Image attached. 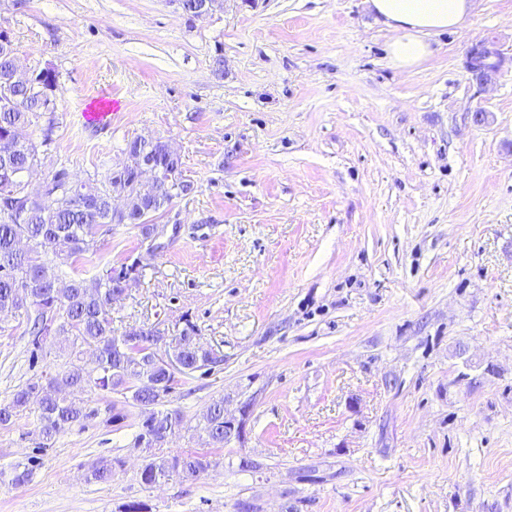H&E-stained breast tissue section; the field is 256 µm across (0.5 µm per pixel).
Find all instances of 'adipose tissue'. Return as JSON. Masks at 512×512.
Instances as JSON below:
<instances>
[{"instance_id": "ef3b65f1", "label": "adipose tissue", "mask_w": 512, "mask_h": 512, "mask_svg": "<svg viewBox=\"0 0 512 512\" xmlns=\"http://www.w3.org/2000/svg\"><path fill=\"white\" fill-rule=\"evenodd\" d=\"M376 21L393 33L388 58L397 68L420 64L430 53L429 36L463 27L472 0H367Z\"/></svg>"}]
</instances>
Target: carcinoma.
Instances as JSON below:
<instances>
[{
  "label": "carcinoma",
  "mask_w": 512,
  "mask_h": 512,
  "mask_svg": "<svg viewBox=\"0 0 512 512\" xmlns=\"http://www.w3.org/2000/svg\"><path fill=\"white\" fill-rule=\"evenodd\" d=\"M12 59L0 54V312L25 310L26 332L39 342L51 333L70 337V355L89 353L88 366L30 381L20 387L11 402L0 406V426L8 427L26 412L36 416L41 435L49 439L61 427L88 417L84 400L74 392L92 390L130 396L140 409L141 433L153 437V446L164 443L167 429L184 426L178 409L165 407L160 393L168 392L169 378L151 360L155 341L164 331L155 326L123 333L128 338L122 350L115 348L119 337L112 328V303L126 294L131 278L126 268L106 266L92 281L79 276L67 282L55 273L59 266H74L101 250L100 236L113 224H136L150 234L146 221L190 189L183 179L181 163L166 142L137 137L125 152L130 163L140 155L155 159L161 176L151 182L135 179L134 172L108 173L102 186L77 183L66 168L51 172L41 189L34 192L24 174L43 164L53 141L54 124H49L39 142L26 133L31 117L54 111L57 77L42 72L31 83L12 78ZM126 199L124 208L112 206V193ZM26 250L16 247L20 240ZM177 356L187 371L216 364L211 350L199 339L184 333L176 346ZM193 430L206 443L224 447V400L212 402ZM180 466L166 458H149L140 471V481L153 486L175 473L182 479L196 478L207 471L212 460L206 453L180 454ZM116 460L100 459L89 471L90 480L112 481Z\"/></svg>",
  "instance_id": "cac0c4a2"
}]
</instances>
